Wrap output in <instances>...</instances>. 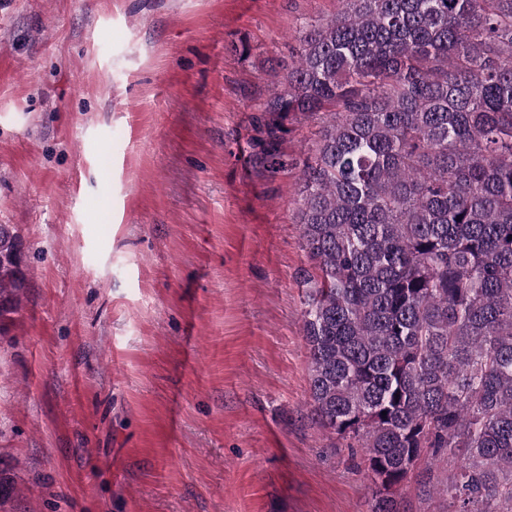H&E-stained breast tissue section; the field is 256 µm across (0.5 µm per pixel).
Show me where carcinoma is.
<instances>
[{
	"label": "carcinoma",
	"mask_w": 512,
	"mask_h": 512,
	"mask_svg": "<svg viewBox=\"0 0 512 512\" xmlns=\"http://www.w3.org/2000/svg\"><path fill=\"white\" fill-rule=\"evenodd\" d=\"M343 2L257 107L263 161L299 170L313 411L362 451L371 512L429 451L448 512H512V0ZM25 288L0 224L1 319ZM288 134L284 135L280 148L288 159L306 157L314 142V131L316 129L314 122L299 120L292 124L288 122Z\"/></svg>",
	"instance_id": "obj_1"
}]
</instances>
